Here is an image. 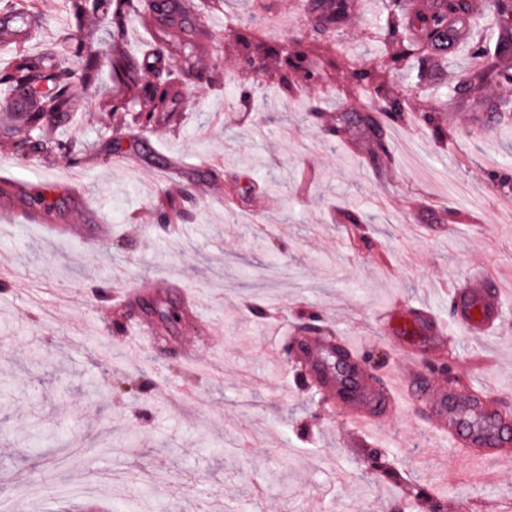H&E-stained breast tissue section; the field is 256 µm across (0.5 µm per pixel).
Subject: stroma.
I'll list each match as a JSON object with an SVG mask.
<instances>
[{
	"mask_svg": "<svg viewBox=\"0 0 512 512\" xmlns=\"http://www.w3.org/2000/svg\"><path fill=\"white\" fill-rule=\"evenodd\" d=\"M270 44L307 43L301 0H259ZM25 50L56 48L71 19L62 0H38ZM379 0H351L337 41L374 67ZM197 66L175 110L148 130L102 128L98 101L119 95L109 66L96 98L80 101L55 135L83 151L18 166L11 113L0 110V179L43 191L59 226L25 206L0 208V512H198L201 495L234 512H418L407 484L442 512H512V462L455 470L448 440L400 404L367 435L313 393L291 354L297 336H335L366 373L399 374L414 348L447 364L432 388L460 377L512 401V119L495 105L512 88L467 91L440 105L455 70L431 62L425 95L391 122L392 179L366 162L356 131L329 133L347 113L341 56L310 66L323 112L296 108L266 75L245 73L230 26L240 0H213ZM481 223L451 222L449 207ZM353 211L359 224H344ZM112 226L96 242L95 222ZM474 273L506 289L484 335L448 322V291ZM423 307L446 320L450 350L412 323ZM391 322L379 323L382 313ZM145 331L126 342L125 324ZM388 457L401 480L376 470Z\"/></svg>",
	"mask_w": 512,
	"mask_h": 512,
	"instance_id": "1",
	"label": "stroma"
}]
</instances>
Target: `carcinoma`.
I'll return each instance as SVG.
<instances>
[{
  "instance_id": "1",
  "label": "carcinoma",
  "mask_w": 512,
  "mask_h": 512,
  "mask_svg": "<svg viewBox=\"0 0 512 512\" xmlns=\"http://www.w3.org/2000/svg\"><path fill=\"white\" fill-rule=\"evenodd\" d=\"M70 6L73 27L78 28L89 12L103 10L110 24V54L107 62L112 78L126 86V94L117 102L99 106L105 124L116 122L119 126L134 125L149 129L157 114L167 109L170 94L180 80V75L169 70L149 55L132 57L120 46V39L127 26L147 15L168 27L187 70L195 69L198 49L197 31L207 26L206 16L189 15L190 5L184 0H65ZM33 4L29 0H0V15L6 24L27 29ZM349 5L347 0H330L326 3V17L322 24L314 25L317 36H325L344 22ZM466 9V0H438L428 8L419 5L410 8L405 0H381L375 25L384 40L375 70L364 68L355 58L346 60L348 82L346 97L353 100L365 98L379 101L380 108L366 111L357 123L369 138L368 161L381 175L388 170L389 152L386 143V124L400 117L401 113L416 109L410 99L388 83L384 74L403 69L412 61L421 64L417 79L424 76L422 64L428 59L448 56L445 41L448 18ZM478 21L496 27L512 26V0H480L470 11ZM243 23L253 30V35L243 38L248 50L247 64L257 69L254 56L267 53V43L260 37L264 22L254 9L242 16ZM512 52V43L498 40L494 44L475 43L470 47V62L460 70L461 85L469 90L512 85V67L504 63ZM99 53L76 32L67 31L60 39L57 52L47 56L27 53L15 48L8 62L0 66V88L11 94L22 91L31 97L25 115L12 129L16 146L26 155L49 156L71 151L68 141L47 134L51 124H60L74 111L76 102L96 95ZM147 70L154 81L144 84L140 73ZM273 83L284 91L295 90L302 96L304 111H321L318 99L303 93V80H312L313 73L286 59L285 67L269 73Z\"/></svg>"
}]
</instances>
